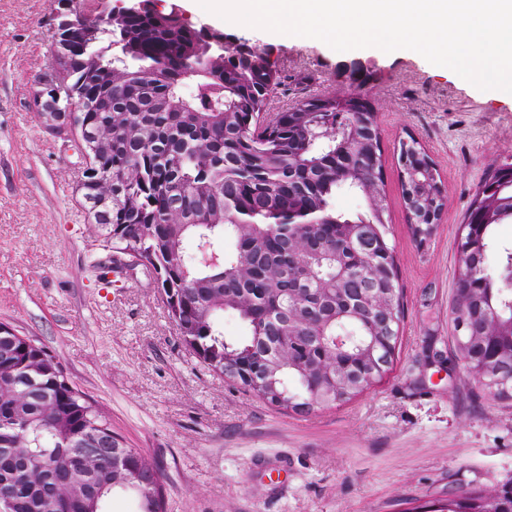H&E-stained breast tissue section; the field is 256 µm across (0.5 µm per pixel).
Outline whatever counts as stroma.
<instances>
[{
  "label": "stroma",
  "instance_id": "obj_1",
  "mask_svg": "<svg viewBox=\"0 0 512 512\" xmlns=\"http://www.w3.org/2000/svg\"><path fill=\"white\" fill-rule=\"evenodd\" d=\"M54 0H0V323L44 347L161 472L167 512H410L450 491L512 487V401L490 399L455 350L449 309L460 226L492 166L512 163V98L417 52H338L324 42L235 27L282 70L268 111L348 88L352 67L377 114L387 239L404 320L394 365L347 405L302 417L203 370L152 278L106 257L83 206L84 165L47 128L35 82L54 63ZM432 160L446 205L415 238L398 147Z\"/></svg>",
  "mask_w": 512,
  "mask_h": 512
}]
</instances>
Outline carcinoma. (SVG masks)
<instances>
[{
    "label": "carcinoma",
    "instance_id": "1",
    "mask_svg": "<svg viewBox=\"0 0 512 512\" xmlns=\"http://www.w3.org/2000/svg\"><path fill=\"white\" fill-rule=\"evenodd\" d=\"M58 62L47 95L66 106L76 89L112 94V111L79 112L102 127L112 151L94 161L112 179V223L100 225L112 251H133L172 292L167 307L186 347L205 369L246 371L249 392L304 415L343 405L392 368L401 322L394 248L386 238V194L376 112L336 105L351 91L267 114L281 83L271 55L243 45L218 50L174 12H118L88 25ZM194 86L190 95L184 85ZM478 186L457 245L451 303L464 367L494 399L512 400L482 382L512 351V288L488 271L494 227L512 222L503 172ZM361 195L356 215L336 210V195ZM202 248L185 258L184 241ZM236 249L224 251V239ZM216 253L218 262L205 255ZM249 337L227 341L224 313ZM351 341L336 347V333ZM389 356L380 367L377 355ZM121 449L76 460V444L97 435ZM115 492L138 498L139 512H166L159 470L112 433L103 410L69 382L44 348L0 323V500L10 512H57L64 498L78 512H108ZM448 512H512V498L465 491Z\"/></svg>",
    "mask_w": 512,
    "mask_h": 512
}]
</instances>
